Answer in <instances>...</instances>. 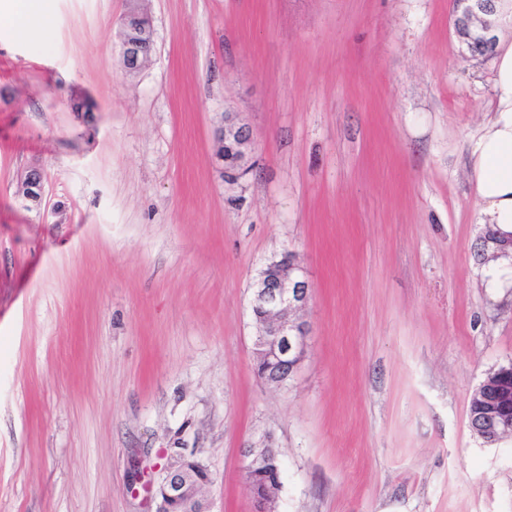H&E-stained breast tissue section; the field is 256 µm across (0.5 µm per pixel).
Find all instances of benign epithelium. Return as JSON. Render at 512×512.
Masks as SVG:
<instances>
[{
	"label": "benign epithelium",
	"instance_id": "1",
	"mask_svg": "<svg viewBox=\"0 0 512 512\" xmlns=\"http://www.w3.org/2000/svg\"><path fill=\"white\" fill-rule=\"evenodd\" d=\"M497 0H454V31L462 45V56L486 57L495 43ZM152 18L141 8L129 10L121 19L120 56L129 75L143 70L154 49ZM215 170L228 183L238 182L251 170L253 138L238 113L226 112L214 132ZM24 201L35 207L43 202L42 173L37 167L25 174L19 189ZM486 251L495 256L512 254V234L485 239ZM309 283L297 256L288 253L269 263L253 286L251 310L257 334L254 336L256 374L262 381L283 385L301 366L309 328L299 312L309 300ZM479 396L485 408L479 431L496 443L512 434V385L501 378L480 384ZM273 440L267 436L260 445L244 448L245 475L259 473L265 479L262 492H252L255 512H273L271 503L281 486V468L268 466ZM195 462L172 464L159 482L155 512H210L200 492Z\"/></svg>",
	"mask_w": 512,
	"mask_h": 512
}]
</instances>
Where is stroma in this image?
<instances>
[{
  "label": "stroma",
  "instance_id": "stroma-1",
  "mask_svg": "<svg viewBox=\"0 0 512 512\" xmlns=\"http://www.w3.org/2000/svg\"><path fill=\"white\" fill-rule=\"evenodd\" d=\"M50 7L40 41L0 23V512H154L179 452L211 512H254L243 450L267 434L277 512H512V437L468 420L512 360L469 170L494 59L459 54L453 0H148L134 75L126 0ZM226 112L253 135L234 184ZM286 251L310 335L275 386L250 300ZM154 35L152 18L141 8L128 10L122 17L120 56L127 74L139 73L149 64L154 49ZM214 142L215 170L222 181L233 184L250 172L252 133L237 112L224 113L215 129ZM35 189H37V191ZM19 194L24 201L31 203L33 206H41L44 189L42 185V173L38 167H32L27 171L21 182Z\"/></svg>",
  "mask_w": 512,
  "mask_h": 512
}]
</instances>
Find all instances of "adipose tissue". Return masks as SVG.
Returning a JSON list of instances; mask_svg holds the SVG:
<instances>
[{
    "label": "adipose tissue",
    "mask_w": 512,
    "mask_h": 512,
    "mask_svg": "<svg viewBox=\"0 0 512 512\" xmlns=\"http://www.w3.org/2000/svg\"><path fill=\"white\" fill-rule=\"evenodd\" d=\"M26 38L46 36L53 14L41 0H15L0 14ZM494 91L497 108L470 146V167L479 199V221L512 233V42L496 47Z\"/></svg>",
    "instance_id": "obj_1"
}]
</instances>
